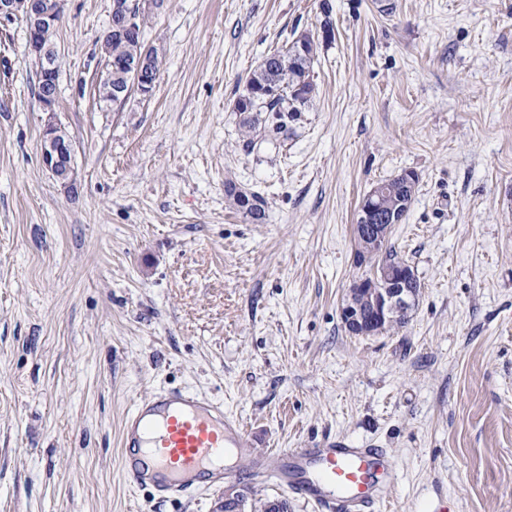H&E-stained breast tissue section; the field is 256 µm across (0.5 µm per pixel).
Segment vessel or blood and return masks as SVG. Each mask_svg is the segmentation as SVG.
<instances>
[{
  "mask_svg": "<svg viewBox=\"0 0 512 512\" xmlns=\"http://www.w3.org/2000/svg\"><path fill=\"white\" fill-rule=\"evenodd\" d=\"M248 453L244 426L223 403L167 388L140 398L126 414L119 467L158 497H181L223 485L232 476L228 460ZM392 475L386 449L335 439L285 450L273 469L253 462L246 477L285 486L318 512H377Z\"/></svg>",
  "mask_w": 512,
  "mask_h": 512,
  "instance_id": "1",
  "label": "vessel or blood"
}]
</instances>
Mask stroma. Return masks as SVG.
Here are the masks:
<instances>
[{
  "mask_svg": "<svg viewBox=\"0 0 512 512\" xmlns=\"http://www.w3.org/2000/svg\"><path fill=\"white\" fill-rule=\"evenodd\" d=\"M111 12L64 0L51 117L22 22L0 24V512H213L221 491L162 501L118 467L123 416L170 387L223 402L272 466L326 438L387 449L380 512H512V0H163L159 80L121 106L98 98ZM303 33L309 110L246 137L248 73ZM50 119L75 188L40 162ZM405 171L388 244L420 294L355 336L358 209ZM235 487L246 512H314ZM234 189L235 185L233 183H226L225 192L227 196L233 201L234 205L238 208V210H240L245 215V217L251 222L262 223L265 220L266 216L264 200L255 194H252L250 196L246 194L245 199H243V194H241L240 192H235ZM250 198L252 200L251 204Z\"/></svg>",
  "mask_w": 512,
  "mask_h": 512,
  "instance_id": "stroma-1",
  "label": "stroma"
}]
</instances>
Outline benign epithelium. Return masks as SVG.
<instances>
[{
	"mask_svg": "<svg viewBox=\"0 0 512 512\" xmlns=\"http://www.w3.org/2000/svg\"><path fill=\"white\" fill-rule=\"evenodd\" d=\"M61 12L62 0H0V23L12 22L17 18L25 20L27 53L38 63L40 83L49 85V88L40 91L38 102L41 110L51 116L56 108L55 74L59 55L48 37L57 26ZM112 15L116 20L117 32L133 27L136 21L134 12L127 7L125 0H113ZM130 72L133 89L142 95L150 94L156 83L153 61L141 57L130 64ZM99 93L102 99L110 102L126 96L129 90L112 87V67L107 65ZM40 157L43 167L53 176L68 183L72 181L71 145L62 128L51 119L43 129ZM361 209L364 239L371 240L375 246L385 244L390 225L372 223L373 207L363 204ZM414 279L415 275L410 269L390 263H383L370 273L356 278L341 308L345 328L356 335H369L405 316L414 300L410 288ZM359 291L373 296L368 314L362 312L354 300L355 293Z\"/></svg>",
	"mask_w": 512,
	"mask_h": 512,
	"instance_id": "obj_1",
	"label": "benign epithelium"
}]
</instances>
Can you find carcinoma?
<instances>
[{
	"mask_svg": "<svg viewBox=\"0 0 512 512\" xmlns=\"http://www.w3.org/2000/svg\"><path fill=\"white\" fill-rule=\"evenodd\" d=\"M142 27L112 36V86H126L131 81L127 65L144 52ZM315 41L301 35L291 44L268 52L249 72L243 92L236 98L233 111L243 115L247 135L258 131L288 138V122L308 110L317 93L313 63ZM416 180L403 172L370 191L371 201L384 217L404 219L415 195ZM225 192L234 205L253 223L265 220V202L255 195L243 199L235 185L226 183Z\"/></svg>",
	"mask_w": 512,
	"mask_h": 512,
	"instance_id": "cac0c4a2",
	"label": "carcinoma"
}]
</instances>
